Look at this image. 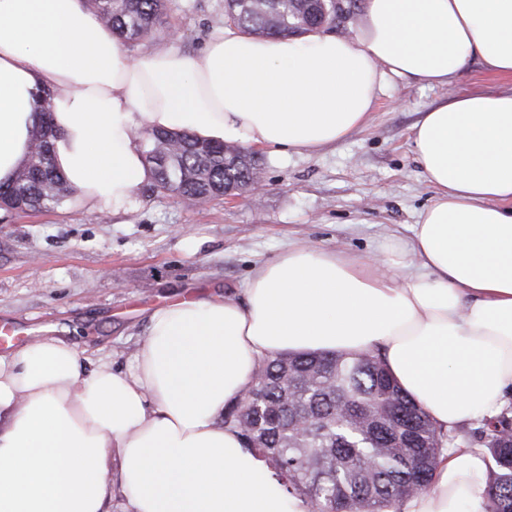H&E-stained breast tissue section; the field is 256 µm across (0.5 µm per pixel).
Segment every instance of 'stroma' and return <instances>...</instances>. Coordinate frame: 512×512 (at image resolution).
Masks as SVG:
<instances>
[{"instance_id": "35a3bbf8", "label": "stroma", "mask_w": 512, "mask_h": 512, "mask_svg": "<svg viewBox=\"0 0 512 512\" xmlns=\"http://www.w3.org/2000/svg\"><path fill=\"white\" fill-rule=\"evenodd\" d=\"M224 0H173L139 56L177 44L197 54L221 28ZM391 79L369 124L310 153L265 148V188L201 204L138 189L133 208L101 215L70 195L48 212H0V325L15 345L43 327L67 328L87 350L127 367L146 314L185 293L240 296L260 263L307 243L363 256L405 237L433 192L410 147L421 112L446 96Z\"/></svg>"}]
</instances>
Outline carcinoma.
I'll return each instance as SVG.
<instances>
[{
    "label": "carcinoma",
    "instance_id": "obj_1",
    "mask_svg": "<svg viewBox=\"0 0 512 512\" xmlns=\"http://www.w3.org/2000/svg\"><path fill=\"white\" fill-rule=\"evenodd\" d=\"M89 2L123 43L134 44L154 37L171 0ZM334 12L332 0H224L223 23L258 37L300 36L332 28ZM50 98L48 90L38 94L33 150L14 184L0 191L8 212L48 211L71 191L52 157ZM145 159L154 189L199 202L243 189L261 173L255 155L235 156L230 145L187 133H150ZM255 375L224 423L241 431L285 493L305 499L311 512H387L431 486L442 449L455 442L373 351L277 354L262 359ZM511 420L506 410L475 433L499 467L486 512H512V439L499 436Z\"/></svg>",
    "mask_w": 512,
    "mask_h": 512
}]
</instances>
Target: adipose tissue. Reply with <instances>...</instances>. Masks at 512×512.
<instances>
[{
	"label": "adipose tissue",
	"instance_id": "adipose-tissue-1",
	"mask_svg": "<svg viewBox=\"0 0 512 512\" xmlns=\"http://www.w3.org/2000/svg\"><path fill=\"white\" fill-rule=\"evenodd\" d=\"M509 87L459 93L471 59ZM447 89L411 129L434 192L379 255L288 247L243 300L152 310L126 369L60 336L0 354V512H309L222 421L265 357L380 353L437 428L512 408V0H363L354 36L220 29L198 55L135 56L88 0H0V186L26 162L36 95L53 159L84 204L132 208L138 133L302 154L368 125L389 78ZM496 466L444 448L399 512H486Z\"/></svg>",
	"mask_w": 512,
	"mask_h": 512
}]
</instances>
